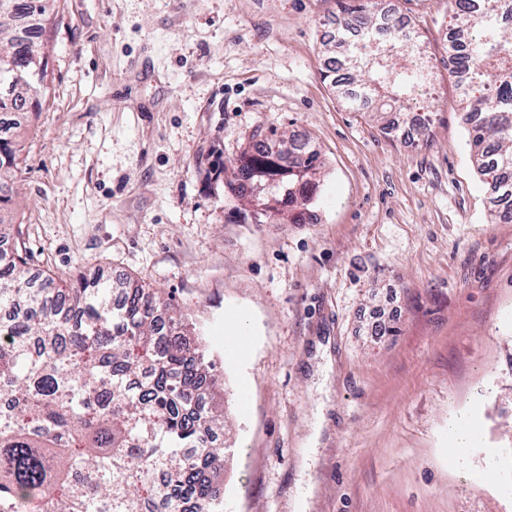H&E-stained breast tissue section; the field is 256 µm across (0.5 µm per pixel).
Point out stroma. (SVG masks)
Returning a JSON list of instances; mask_svg holds the SVG:
<instances>
[{
    "instance_id": "1",
    "label": "stroma",
    "mask_w": 512,
    "mask_h": 512,
    "mask_svg": "<svg viewBox=\"0 0 512 512\" xmlns=\"http://www.w3.org/2000/svg\"><path fill=\"white\" fill-rule=\"evenodd\" d=\"M342 0H59L50 96L18 129L35 275L132 277L223 380L224 512H512V223L448 71V0H396L433 76L410 143L323 76ZM307 138V224L224 186L257 128ZM485 439L453 448L451 416Z\"/></svg>"
}]
</instances>
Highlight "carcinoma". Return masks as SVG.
I'll return each mask as SVG.
<instances>
[{
	"label": "carcinoma",
	"instance_id": "1",
	"mask_svg": "<svg viewBox=\"0 0 512 512\" xmlns=\"http://www.w3.org/2000/svg\"><path fill=\"white\" fill-rule=\"evenodd\" d=\"M0 81L24 72L33 57L42 68L6 92L0 113L37 116L50 95L47 25L58 0H0ZM467 31L451 44L458 72L470 71L489 97L464 94L461 120L477 170L500 199H512V0H450ZM369 4L345 11L366 20L365 33L345 44L343 62L360 92L350 99L410 111L429 73L407 25L377 27ZM276 130L256 131L235 162L229 192L251 196L260 185L276 216L305 223L317 197L319 153L293 141L270 145ZM23 151L15 130L0 127V238L10 226L12 247L0 250V512H224L210 476L224 461V411L214 403L216 365L192 344L193 324L159 290L125 279L115 307L110 288L69 275L33 288L23 228L11 209L12 184Z\"/></svg>",
	"mask_w": 512,
	"mask_h": 512
}]
</instances>
